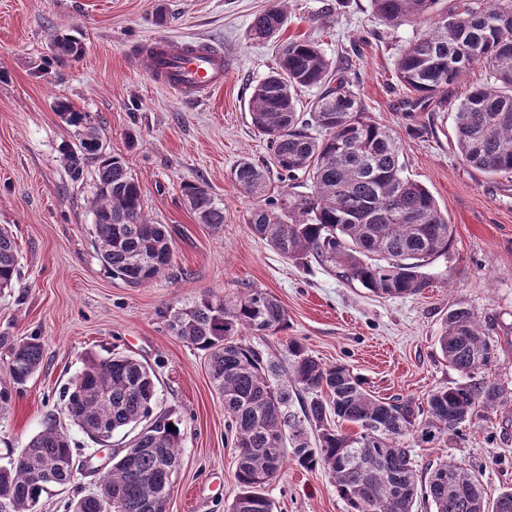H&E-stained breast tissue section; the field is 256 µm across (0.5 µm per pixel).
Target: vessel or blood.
<instances>
[{
    "mask_svg": "<svg viewBox=\"0 0 512 512\" xmlns=\"http://www.w3.org/2000/svg\"><path fill=\"white\" fill-rule=\"evenodd\" d=\"M135 59L159 87L193 102L222 88L228 74L223 49L208 41L151 37L136 46Z\"/></svg>",
    "mask_w": 512,
    "mask_h": 512,
    "instance_id": "obj_1",
    "label": "vessel or blood"
}]
</instances>
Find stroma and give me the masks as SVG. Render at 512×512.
I'll use <instances>...</instances> for the list:
<instances>
[{"label": "stroma", "instance_id": "obj_1", "mask_svg": "<svg viewBox=\"0 0 512 512\" xmlns=\"http://www.w3.org/2000/svg\"><path fill=\"white\" fill-rule=\"evenodd\" d=\"M273 0H0V226L13 234L19 276L0 293V336L38 338L43 360L25 385L10 382L0 346V464L17 457L56 416L73 448L90 440L68 419L63 390L87 354L119 350L155 372L157 406L181 417V467L169 512H225L238 493L235 457L226 439L224 405L200 351L167 330L160 316L209 295L251 286L288 312L285 334L253 337L284 358L286 337L301 340L322 363L340 362L373 395L423 400L458 381L437 339L450 308L462 303L498 345L489 377L512 391V176H487L453 148L454 105L484 73L473 69L442 102L414 104L393 76L412 26H380L371 0H288L280 39L306 37L329 59L352 58L353 89L366 112L397 134L412 178L429 188L454 226L449 256L430 264L429 288L380 298L325 266H296L260 241L247 224L256 199L244 196L230 170L243 157L269 161L252 125L253 86L276 65V42L253 38L256 14ZM80 39L79 59H61L52 38ZM190 35L221 45L230 66L224 87L202 104L159 87L131 55L150 36ZM66 99L97 126L105 152L125 158L138 178L144 213L166 225L174 266L139 287L113 278L97 258L92 235L95 159L73 177L67 148L76 127L56 108ZM423 125L409 136L408 125ZM206 184L224 207V224L198 223L180 186ZM424 460H453L482 471L488 498L512 487V401L475 418L464 441L425 449ZM280 512H346L328 474L288 462L267 489Z\"/></svg>", "mask_w": 512, "mask_h": 512}]
</instances>
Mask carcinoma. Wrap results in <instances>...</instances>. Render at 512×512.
<instances>
[{
  "mask_svg": "<svg viewBox=\"0 0 512 512\" xmlns=\"http://www.w3.org/2000/svg\"><path fill=\"white\" fill-rule=\"evenodd\" d=\"M372 6L389 28L416 27L395 70L417 99L445 98L471 67L484 69L483 83L455 108V149L481 173L512 174V0H459L451 8L445 0H372ZM287 20L286 0H276L254 17L251 31L257 39L272 38ZM52 49L76 59L82 44L61 34ZM347 73L348 66L330 61L307 38L280 45L276 67L253 89L249 112L267 137L283 190L251 208L247 224L294 263L314 260L377 297L415 295L429 286L423 268L450 252L453 225L430 190L406 173L401 142L365 112ZM313 89L318 97L304 111L299 94ZM57 108L79 128L78 149L67 150L71 172L82 174L88 156L98 162L92 233L102 265L132 287L155 280L173 262L168 230L146 219L138 179L122 156L102 152L89 116L62 99ZM230 175L251 197L267 191L263 164L241 158ZM302 176L309 182L304 191L297 183ZM181 193L199 223L223 226L224 207L204 184L186 181ZM18 275L17 244L0 227V291L13 287ZM161 316L171 333L204 352L224 402L239 488L227 512H275L265 489L290 459L323 468L347 512H412L418 500L433 512H512V488L490 503L479 474L447 460L422 469L416 463V450L463 438L474 417L508 400L505 386L485 374L497 363V344L471 309H449L438 337L442 358L460 380L423 402L371 394L347 365L322 363L296 338L287 339L286 358L266 355L247 337L280 334L288 312L259 288L207 296ZM3 344L9 379L25 384L41 364V343ZM156 381L154 371L130 355H87L65 391V409L98 445L91 457L111 447L114 433L140 430L112 452L97 489L71 501L68 512H110L115 498L121 512H167L182 420L157 410ZM170 423L175 429H167ZM74 461L70 437L48 417L17 458L0 466V512H37L49 487L72 481Z\"/></svg>",
  "mask_w": 512,
  "mask_h": 512,
  "instance_id": "carcinoma-1",
  "label": "carcinoma"
}]
</instances>
